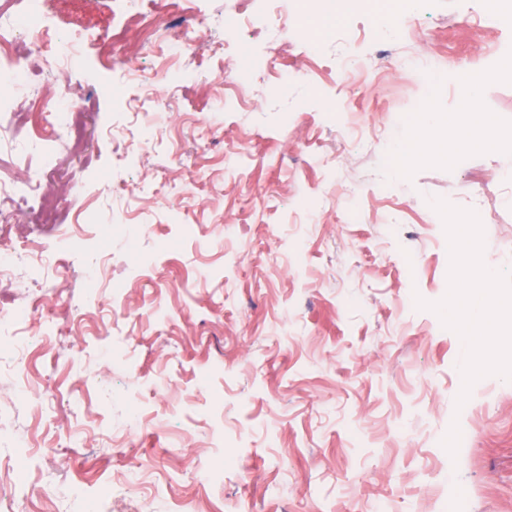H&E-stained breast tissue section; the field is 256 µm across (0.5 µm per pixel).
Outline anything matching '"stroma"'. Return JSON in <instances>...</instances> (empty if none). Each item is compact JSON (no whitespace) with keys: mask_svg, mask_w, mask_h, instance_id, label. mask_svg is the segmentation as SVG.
I'll return each instance as SVG.
<instances>
[{"mask_svg":"<svg viewBox=\"0 0 512 512\" xmlns=\"http://www.w3.org/2000/svg\"><path fill=\"white\" fill-rule=\"evenodd\" d=\"M339 2L307 19L317 48L299 27L289 56L255 47L313 80L278 94L267 71L249 84L248 111L207 108L239 51L212 20L235 0H187L181 12L155 0L157 26L186 44L175 59L138 25L113 40L112 12L94 0H54L75 59L45 52L33 82L0 81L16 107L43 87L84 113L82 150L31 168L47 188L62 176L78 187L45 237L67 239L68 268L28 281L40 304L29 328L54 314L27 373L39 402L11 393L0 359V424L39 442L25 493L0 485L21 512H56L54 476L98 488L101 512H152L154 484L177 512H374L383 500L393 512H512V381L483 377L457 404L463 343L415 305L448 290L433 200L481 214L485 265L512 272V181L501 178L512 173V73L481 85L488 123L472 131L503 144L470 148L464 165L401 158L416 142L410 117L426 105L456 115L458 68L486 64L512 25L483 26L484 0H424L412 33L390 32ZM110 40L114 54L99 53ZM416 52L441 56L442 70L397 83L396 61ZM348 53L374 71L345 87L336 64ZM161 68L167 79L147 86ZM347 118L400 128L385 147L346 138ZM87 210L96 223L81 221ZM392 210L403 221L390 227ZM158 303L170 325L149 319ZM132 391L143 425L120 437ZM454 423L469 443L452 456L442 440ZM74 430L86 447H70ZM226 454L235 467L216 476ZM131 466L144 487L126 484Z\"/></svg>","mask_w":512,"mask_h":512,"instance_id":"obj_1","label":"stroma"}]
</instances>
